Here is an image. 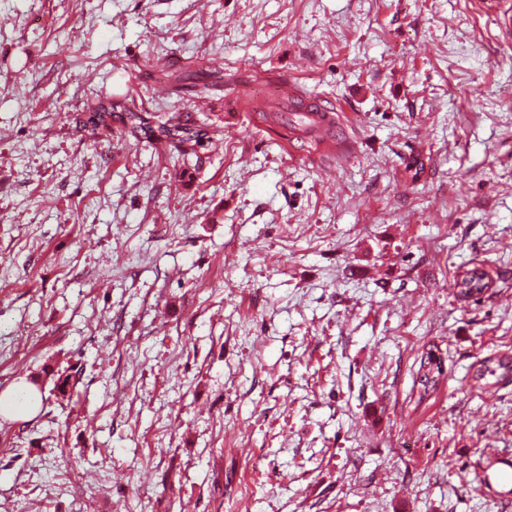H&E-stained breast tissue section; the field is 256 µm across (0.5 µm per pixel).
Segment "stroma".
Instances as JSON below:
<instances>
[{"label": "stroma", "mask_w": 512, "mask_h": 512, "mask_svg": "<svg viewBox=\"0 0 512 512\" xmlns=\"http://www.w3.org/2000/svg\"><path fill=\"white\" fill-rule=\"evenodd\" d=\"M288 79L335 154L273 134ZM112 98L212 143L91 123ZM500 358L512 38L480 0H0V390L42 394L0 418V512H512ZM166 137L177 138L182 143H190L193 149L195 146L199 148H205L211 141L210 137L205 136L206 133L202 134L199 131H191L190 128L185 127L182 123L179 115L174 114L168 121V124L162 126L161 130ZM443 375L442 363L433 360L432 351L427 352L420 360L416 382L420 388V396L425 397L430 390L435 389ZM41 395L37 387L22 382L0 392V415L13 420H30L40 410Z\"/></svg>", "instance_id": "stroma-1"}]
</instances>
